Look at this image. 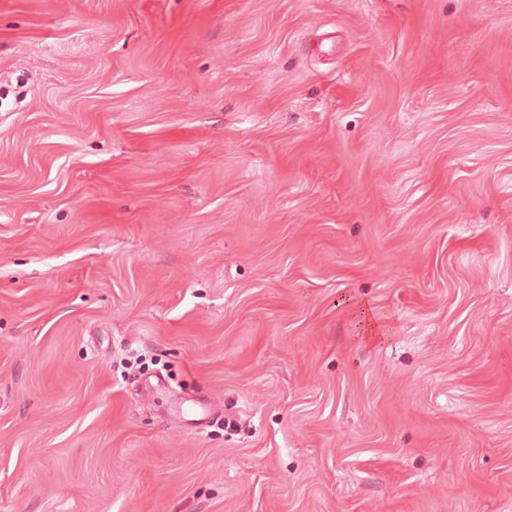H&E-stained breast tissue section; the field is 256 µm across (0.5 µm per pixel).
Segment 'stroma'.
<instances>
[{
    "label": "stroma",
    "instance_id": "35a3bbf8",
    "mask_svg": "<svg viewBox=\"0 0 512 512\" xmlns=\"http://www.w3.org/2000/svg\"><path fill=\"white\" fill-rule=\"evenodd\" d=\"M0 512H512V0H0Z\"/></svg>",
    "mask_w": 512,
    "mask_h": 512
}]
</instances>
